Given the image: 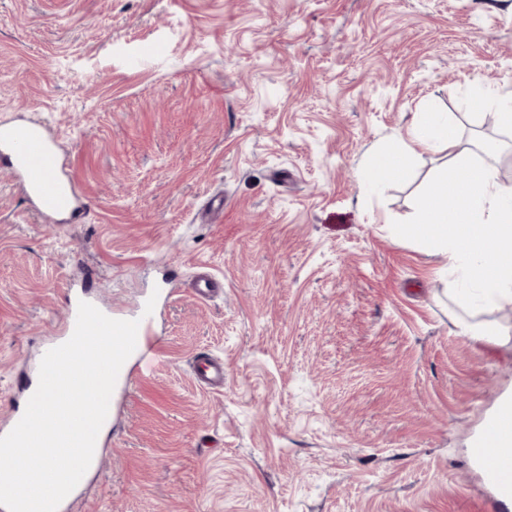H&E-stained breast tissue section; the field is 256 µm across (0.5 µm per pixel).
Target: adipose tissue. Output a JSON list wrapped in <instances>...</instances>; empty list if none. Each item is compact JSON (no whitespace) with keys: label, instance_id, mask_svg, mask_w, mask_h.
<instances>
[{"label":"adipose tissue","instance_id":"obj_1","mask_svg":"<svg viewBox=\"0 0 512 512\" xmlns=\"http://www.w3.org/2000/svg\"><path fill=\"white\" fill-rule=\"evenodd\" d=\"M437 151L447 152L452 176L437 178L419 198L413 220L394 232L447 255L448 298L463 314V335L488 345L506 344L512 341L511 328L472 322L466 315L512 302V251L501 247L512 240V186L498 180L492 163L459 150L456 126L434 112L419 113L407 142L375 157L368 181L373 186L408 181L414 158Z\"/></svg>","mask_w":512,"mask_h":512}]
</instances>
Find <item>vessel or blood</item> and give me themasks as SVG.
<instances>
[{
	"instance_id": "obj_1",
	"label": "vessel or blood",
	"mask_w": 512,
	"mask_h": 512,
	"mask_svg": "<svg viewBox=\"0 0 512 512\" xmlns=\"http://www.w3.org/2000/svg\"><path fill=\"white\" fill-rule=\"evenodd\" d=\"M0 168L18 182L30 206L38 213L52 216L66 210L71 216L79 215L80 200L71 181L61 176L62 158L45 128L0 124ZM135 317L140 324L133 357L142 361L154 342L155 301H145ZM194 375L203 388H223L224 363L208 355L198 356L194 360ZM495 438L501 446L497 456H489L482 440L473 445L471 456L484 466L487 479L500 497L512 500V412L498 417Z\"/></svg>"
}]
</instances>
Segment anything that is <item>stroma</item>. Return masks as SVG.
Returning a JSON list of instances; mask_svg holds the SVG:
<instances>
[{
    "mask_svg": "<svg viewBox=\"0 0 512 512\" xmlns=\"http://www.w3.org/2000/svg\"><path fill=\"white\" fill-rule=\"evenodd\" d=\"M476 84L512 92V0H0V122L50 126L85 204L0 171V422L72 291L158 299L68 512H512L470 456L512 343L461 335L447 256L393 232L448 155L362 182L417 113L483 136ZM194 375L197 383L206 389H223L224 361L209 355H201L194 360Z\"/></svg>",
    "mask_w": 512,
    "mask_h": 512,
    "instance_id": "obj_1",
    "label": "stroma"
}]
</instances>
